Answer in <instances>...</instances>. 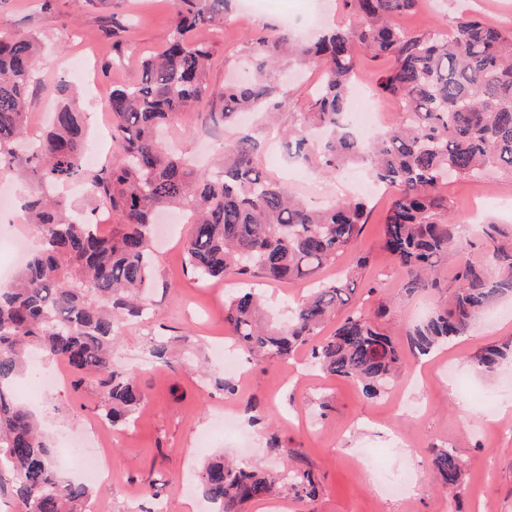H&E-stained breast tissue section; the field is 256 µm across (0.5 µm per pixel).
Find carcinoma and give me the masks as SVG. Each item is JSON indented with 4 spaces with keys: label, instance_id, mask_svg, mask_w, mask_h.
Instances as JSON below:
<instances>
[{
    "label": "carcinoma",
    "instance_id": "cac0c4a2",
    "mask_svg": "<svg viewBox=\"0 0 512 512\" xmlns=\"http://www.w3.org/2000/svg\"><path fill=\"white\" fill-rule=\"evenodd\" d=\"M232 2L174 0L166 46L142 60L136 84L112 88L115 152L94 171L84 168L85 113L72 97L40 138L28 137L27 102L41 42L0 27V174L41 188L22 213L36 231L34 248L13 279L0 285V473L9 474L20 512H85L92 497L89 485L60 473L34 415L14 395L30 353L95 375L100 417L114 425L130 422L143 403L135 375L114 364L113 348L120 324L146 316L144 297L157 279L153 227L162 210L189 216L183 250L194 274L242 284L228 295L224 322L233 346L255 364L285 360L309 344L316 366L362 385L370 397L385 391L402 367L404 354L379 322L384 306L375 319L351 309L330 335H321L365 270L366 257L354 246L366 225V202L338 197L314 208L292 195L259 168L261 142L238 127L243 112L265 111L288 158L306 169L329 176L357 164L373 181L396 189L383 242L406 274V290L439 291L441 267L454 271L448 300L408 332L412 354L465 335L484 309L512 298V236L492 221L463 236L438 194L450 177L474 179L495 169L512 179V34L471 15L457 18L446 36L435 29L415 33L392 19L418 0H341L347 25L324 29L307 44L295 42L286 28L268 29L248 47L249 78L214 93L211 48L193 32L223 25ZM284 55L321 73L307 110L286 126L277 122L282 101L273 77ZM371 61L383 64L377 87L396 99L399 111L368 143L350 127L347 99ZM197 105L207 108L213 126L236 129L222 143L218 162L205 169L162 142L164 130ZM79 177L95 204L88 212L50 193ZM99 207L112 213L108 236L92 222ZM343 255L350 260L342 275L316 280ZM256 279L314 280L316 286L281 326L264 320ZM504 357L491 347L476 357V366L492 373ZM432 453L441 486L458 488L463 462L454 449L434 446ZM197 481L213 512H242L248 502L290 490L304 500L317 488L309 469L266 473L221 457L206 462Z\"/></svg>",
    "mask_w": 512,
    "mask_h": 512
}]
</instances>
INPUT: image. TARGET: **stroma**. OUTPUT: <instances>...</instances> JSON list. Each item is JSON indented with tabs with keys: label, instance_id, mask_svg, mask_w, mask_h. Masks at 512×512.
<instances>
[{
	"label": "stroma",
	"instance_id": "stroma-1",
	"mask_svg": "<svg viewBox=\"0 0 512 512\" xmlns=\"http://www.w3.org/2000/svg\"><path fill=\"white\" fill-rule=\"evenodd\" d=\"M479 15L512 32V0H419L414 12L398 17L400 26L426 32L452 28L461 13ZM125 25L113 34L108 15ZM0 17L18 35H35L43 46L36 65L35 90L29 106L28 134L38 137L56 101L50 87L77 85L75 58H83L89 80L104 93L113 85L135 82L143 58L166 43L173 21L172 0H112L109 10L76 11L72 0H0ZM340 0H260L255 11L236 10L223 26L202 29L197 39L209 43L214 60L209 82L222 89L225 80L246 76L245 49L265 28L288 25L303 37L319 28L347 23ZM320 79L317 67L283 62L277 82L284 107L281 122L306 111ZM202 107L187 111L166 133L167 144L198 164H208L229 133L204 128ZM253 133L268 140L259 165L314 206L338 197L356 196L365 181L363 170L351 168L336 179L312 175L291 163L269 128L253 122ZM452 210L472 232L488 219L512 230V180L489 174L482 181L461 179L440 188ZM374 209L355 246L369 260V274L355 290L351 306L372 311L377 303L391 307V325L399 346H406V327L427 315L442 300L423 290L408 294L404 274L382 247V218L390 199L385 190L372 196ZM186 224L172 225L156 240L159 281L149 296L154 312L144 322L122 326L114 362L134 370L147 405L134 423L117 427L107 446L112 453V479L97 485L91 499L95 512H154L164 499L168 512H182L179 490L187 486L184 466L199 469L210 457L223 455L270 470L284 466L313 471L321 480L314 499L291 501L289 512H512V360L489 376L473 361L486 347L512 341V299L491 307L465 336L426 356H407L393 390L375 398L345 380L309 368L308 348L291 359L263 366L244 364L242 374L225 370L215 348L230 341L224 322L227 288L197 279L185 268ZM172 339L167 361L149 353L151 333ZM231 382L236 395L224 394ZM32 375L19 378V401L37 412L54 450L95 419L100 388L91 375L67 373L65 383L31 396ZM278 433L286 453L270 451V433ZM453 448L464 471L460 487L441 490L432 475L433 446ZM384 474L404 478L401 495L386 494ZM158 492L150 498L148 489ZM191 512H206L208 503L195 493Z\"/></svg>",
	"mask_w": 512,
	"mask_h": 512
}]
</instances>
